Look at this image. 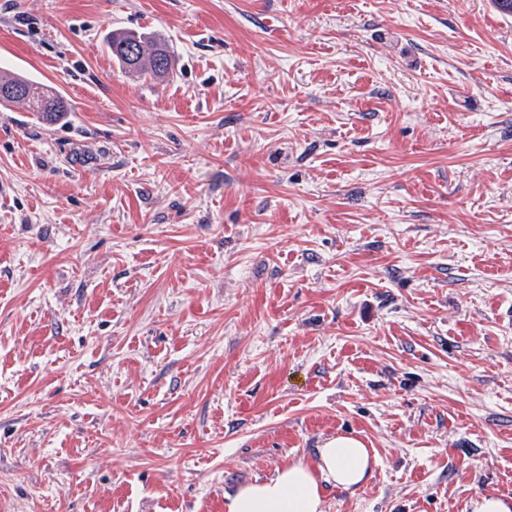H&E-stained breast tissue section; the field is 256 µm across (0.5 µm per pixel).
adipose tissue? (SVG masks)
<instances>
[{"mask_svg": "<svg viewBox=\"0 0 512 512\" xmlns=\"http://www.w3.org/2000/svg\"><path fill=\"white\" fill-rule=\"evenodd\" d=\"M375 456L357 437L339 435L317 450L313 462L297 460L266 480L228 494L225 512H323V491L362 487L373 473Z\"/></svg>", "mask_w": 512, "mask_h": 512, "instance_id": "obj_1", "label": "adipose tissue"}]
</instances>
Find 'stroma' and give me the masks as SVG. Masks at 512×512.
I'll return each instance as SVG.
<instances>
[{
  "mask_svg": "<svg viewBox=\"0 0 512 512\" xmlns=\"http://www.w3.org/2000/svg\"><path fill=\"white\" fill-rule=\"evenodd\" d=\"M0 68L68 107L0 108V512H225L339 435L325 512L512 496V13L0 0ZM112 58L131 74L164 79L173 71L168 48L156 40L132 31H115L108 42Z\"/></svg>",
  "mask_w": 512,
  "mask_h": 512,
  "instance_id": "1",
  "label": "stroma"
}]
</instances>
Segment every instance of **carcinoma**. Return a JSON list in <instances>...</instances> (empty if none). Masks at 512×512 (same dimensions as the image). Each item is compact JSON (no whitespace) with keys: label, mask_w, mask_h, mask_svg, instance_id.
Returning a JSON list of instances; mask_svg holds the SVG:
<instances>
[{"label":"carcinoma","mask_w":512,"mask_h":512,"mask_svg":"<svg viewBox=\"0 0 512 512\" xmlns=\"http://www.w3.org/2000/svg\"><path fill=\"white\" fill-rule=\"evenodd\" d=\"M112 58L131 74L164 79L173 71L168 48L153 39L132 31H115L108 42ZM22 105L37 112L42 120L56 122L67 112L61 96L20 72L0 71V106Z\"/></svg>","instance_id":"carcinoma-1"}]
</instances>
